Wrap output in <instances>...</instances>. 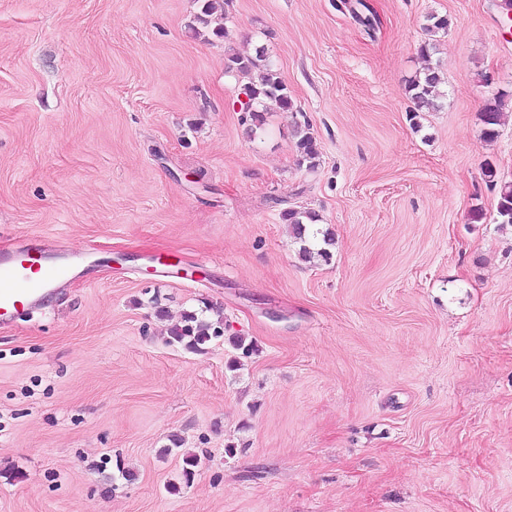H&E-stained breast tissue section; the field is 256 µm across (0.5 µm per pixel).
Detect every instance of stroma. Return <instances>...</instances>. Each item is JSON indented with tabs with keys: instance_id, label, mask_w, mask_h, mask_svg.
I'll use <instances>...</instances> for the list:
<instances>
[{
	"instance_id": "stroma-1",
	"label": "stroma",
	"mask_w": 512,
	"mask_h": 512,
	"mask_svg": "<svg viewBox=\"0 0 512 512\" xmlns=\"http://www.w3.org/2000/svg\"><path fill=\"white\" fill-rule=\"evenodd\" d=\"M365 2L371 36L342 0H229L207 40L200 0H0V250L75 265L0 325V512H512V227L483 175L512 182V14ZM432 14L444 96L414 117ZM260 46L296 109L254 131L225 62ZM207 306L223 337L168 344ZM502 115L501 100H494L485 105L481 112V122L484 126L483 133L486 139L492 141L498 137ZM297 148L300 153V164H307L309 169H314L316 166V159L319 156L317 141L314 134L311 132L309 123L305 122L303 125H297ZM282 220L285 224H289L294 239L302 243L299 255L303 260L311 262V259L316 256L322 258L329 256L325 248L315 249V245L308 241L307 226L319 221L318 214L308 210L288 209L282 213Z\"/></svg>"
}]
</instances>
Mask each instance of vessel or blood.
Wrapping results in <instances>:
<instances>
[{
	"mask_svg": "<svg viewBox=\"0 0 512 512\" xmlns=\"http://www.w3.org/2000/svg\"><path fill=\"white\" fill-rule=\"evenodd\" d=\"M68 272L67 264L49 262L41 248L0 254V321L37 305Z\"/></svg>",
	"mask_w": 512,
	"mask_h": 512,
	"instance_id": "obj_1",
	"label": "vessel or blood"
}]
</instances>
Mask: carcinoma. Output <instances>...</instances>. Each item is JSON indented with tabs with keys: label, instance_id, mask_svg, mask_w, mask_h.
Segmentation results:
<instances>
[{
	"label": "carcinoma",
	"instance_id": "cac0c4a2",
	"mask_svg": "<svg viewBox=\"0 0 512 512\" xmlns=\"http://www.w3.org/2000/svg\"><path fill=\"white\" fill-rule=\"evenodd\" d=\"M225 0H203L199 13L194 15L190 28L197 34L210 33L217 38H227L228 31L224 27ZM226 69L242 75L257 74L243 88L247 102L241 105V111L248 112L257 125H262L263 116L259 107L270 101L283 111L294 109L291 92L278 71L266 57L265 50L259 49L255 55L232 54L228 56ZM442 78L438 68L427 66L407 86V92L412 100L415 112L432 111L439 107L438 101L443 97L440 90ZM502 101L495 100L485 105L481 112L483 133L486 139L492 141L499 135L502 119ZM297 148L300 153V163L315 168L319 156L317 141L311 132L310 124L297 126ZM282 220L289 224L294 239L301 242L300 257L311 261L315 257L326 258L328 251L316 249L308 241V225L318 221V214L301 209H288L282 213ZM496 220L501 226L512 227V182L500 184L496 206ZM224 335L223 320L216 322L200 318L195 314L184 317L183 321L168 329V344L180 345L187 350L199 351L201 346L216 337Z\"/></svg>",
	"mask_w": 512,
	"mask_h": 512
}]
</instances>
